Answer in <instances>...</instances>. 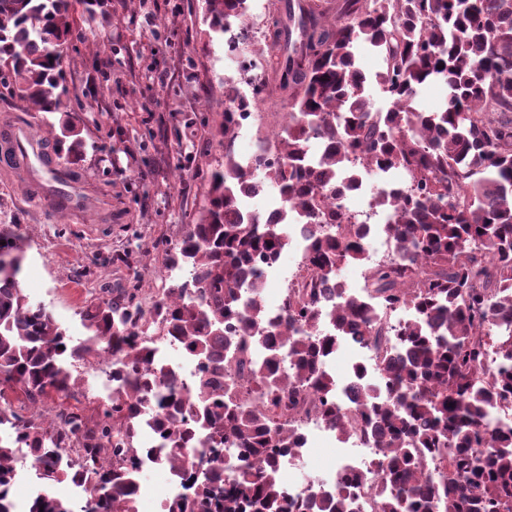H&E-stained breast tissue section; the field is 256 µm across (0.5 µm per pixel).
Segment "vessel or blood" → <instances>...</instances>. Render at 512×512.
<instances>
[{
    "label": "vessel or blood",
    "mask_w": 512,
    "mask_h": 512,
    "mask_svg": "<svg viewBox=\"0 0 512 512\" xmlns=\"http://www.w3.org/2000/svg\"><path fill=\"white\" fill-rule=\"evenodd\" d=\"M20 164L35 195L44 207L81 214L100 209L70 170L53 158L48 143L32 126L10 114L0 115V166Z\"/></svg>",
    "instance_id": "1"
}]
</instances>
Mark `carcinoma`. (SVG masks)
<instances>
[{
    "instance_id": "carcinoma-1",
    "label": "carcinoma",
    "mask_w": 512,
    "mask_h": 512,
    "mask_svg": "<svg viewBox=\"0 0 512 512\" xmlns=\"http://www.w3.org/2000/svg\"><path fill=\"white\" fill-rule=\"evenodd\" d=\"M273 5L261 61L242 64L255 94L280 100L285 121L258 135L247 162L235 152L246 104L224 86V167L212 172L201 210L174 246L151 305L139 288L106 289L83 319L91 341L75 345L52 313L33 305L19 280L23 237L0 221V512H14L15 444L34 455L46 486H82V505L43 495L31 512H137L140 463L130 447L140 407L157 399L152 442L183 492L168 512H351L345 483L290 498L279 458L300 445L295 420L317 404L342 437L353 429L382 449L377 512H512V428L496 423L512 399V0H285ZM208 35L244 24L247 0H205ZM112 14V0H0V87L39 116L55 147L76 165L86 148L81 117L59 123L66 93L63 63L83 39L78 13ZM381 69L357 64L360 46ZM444 86L441 105L420 107L424 85ZM378 88L385 106L377 107ZM401 170L375 203L379 231L394 256L374 262L364 225L336 206L361 169ZM279 197L269 219L247 204ZM308 226L309 244L280 314L240 288L277 265L288 225ZM360 262L363 294L347 292L343 266ZM336 296V309L322 306ZM409 304L413 320L397 330L400 350L382 353L392 328L380 306ZM381 351L377 377L359 378L358 409L330 402L328 370L344 334ZM181 342L202 372L186 394L152 360V343ZM494 337L498 365L485 362ZM265 342L258 361L253 342ZM290 370H281L283 353ZM111 360L112 395L98 418L61 410L45 422L38 403L71 395L68 367ZM20 389L27 418L5 397ZM76 459L61 461L66 444ZM242 449L224 479V446Z\"/></svg>"
}]
</instances>
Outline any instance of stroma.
I'll return each instance as SVG.
<instances>
[{
  "label": "stroma",
  "instance_id": "obj_1",
  "mask_svg": "<svg viewBox=\"0 0 512 512\" xmlns=\"http://www.w3.org/2000/svg\"><path fill=\"white\" fill-rule=\"evenodd\" d=\"M82 28L84 40L64 65V101L85 123L76 170L107 208L50 211L30 201L19 176L0 175L8 219L25 240L21 285L77 343L90 336L83 312L95 289L137 285L147 297L160 286L156 243L181 239L224 160V86L252 92L224 44L209 41L204 0H122L111 19L87 16ZM157 62L168 68L162 84L152 72ZM71 371L75 397L52 395L44 414L61 406L96 413L95 388L108 368L80 360Z\"/></svg>",
  "mask_w": 512,
  "mask_h": 512
}]
</instances>
